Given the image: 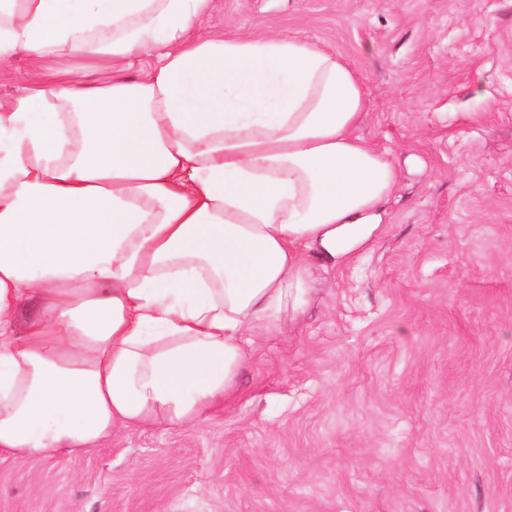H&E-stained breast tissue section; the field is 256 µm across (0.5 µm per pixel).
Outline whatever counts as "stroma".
<instances>
[{
	"label": "stroma",
	"mask_w": 512,
	"mask_h": 512,
	"mask_svg": "<svg viewBox=\"0 0 512 512\" xmlns=\"http://www.w3.org/2000/svg\"><path fill=\"white\" fill-rule=\"evenodd\" d=\"M201 30L364 77L388 221L223 405L2 460L0 512H512V0H212Z\"/></svg>",
	"instance_id": "1"
}]
</instances>
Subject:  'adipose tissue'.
I'll return each instance as SVG.
<instances>
[{"label": "adipose tissue", "instance_id": "adipose-tissue-1", "mask_svg": "<svg viewBox=\"0 0 512 512\" xmlns=\"http://www.w3.org/2000/svg\"><path fill=\"white\" fill-rule=\"evenodd\" d=\"M208 5L0 0V61L35 62L0 102V460L198 420L305 311L312 259L351 264L387 221L363 78L294 37L200 35Z\"/></svg>", "mask_w": 512, "mask_h": 512}]
</instances>
